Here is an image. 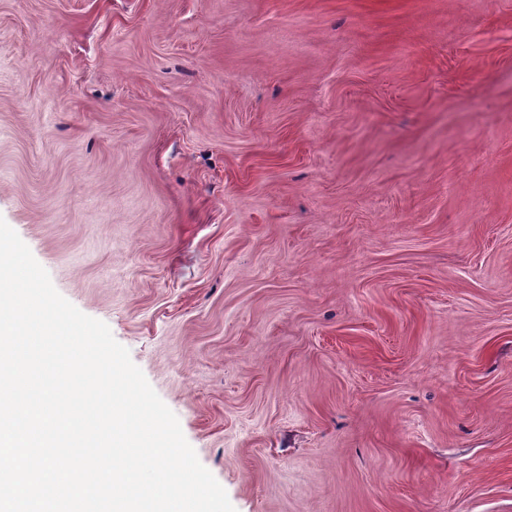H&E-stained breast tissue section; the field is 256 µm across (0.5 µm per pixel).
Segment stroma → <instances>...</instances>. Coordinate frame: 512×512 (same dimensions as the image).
Here are the masks:
<instances>
[{
	"mask_svg": "<svg viewBox=\"0 0 512 512\" xmlns=\"http://www.w3.org/2000/svg\"><path fill=\"white\" fill-rule=\"evenodd\" d=\"M0 218L235 512H512V0H0Z\"/></svg>",
	"mask_w": 512,
	"mask_h": 512,
	"instance_id": "obj_1",
	"label": "stroma"
}]
</instances>
